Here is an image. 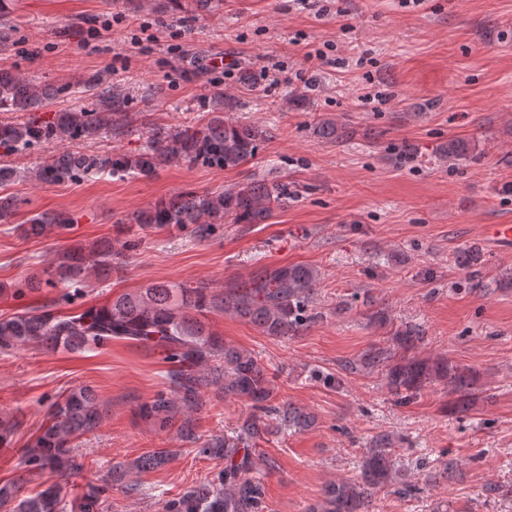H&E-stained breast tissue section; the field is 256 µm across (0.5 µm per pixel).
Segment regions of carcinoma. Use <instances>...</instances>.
Segmentation results:
<instances>
[{
	"label": "carcinoma",
	"instance_id": "cac0c4a2",
	"mask_svg": "<svg viewBox=\"0 0 512 512\" xmlns=\"http://www.w3.org/2000/svg\"><path fill=\"white\" fill-rule=\"evenodd\" d=\"M80 85L97 96L93 107H73L43 118L32 116L22 122L0 121V152L20 154L42 140L66 137L87 140L104 130L122 133L127 124L128 101L112 91L100 76ZM66 90L64 86L37 84L0 69V112H36L47 108ZM314 134L337 146L346 145L356 130L331 119L319 121ZM273 138L267 127L224 120L214 112L207 123L172 129L152 124L150 147L131 155L103 157L64 151L50 157L37 172L49 183L72 181L84 174L107 171L112 175H153L162 163L188 162L204 167L233 170L253 158L260 146ZM471 154L468 140L453 138L441 146L440 156L452 161ZM296 191L280 181L252 178L221 192L185 191L168 201H159L127 218L141 228L164 229L195 225L196 238L211 235L217 224H269L275 211L288 206ZM24 201L0 195V222L14 225L25 238L46 236L53 227L74 223L64 212H43L22 217ZM126 254L112 249L106 239L78 244L55 255L48 267L32 273L25 288L34 292L58 283L86 287L125 263ZM457 265L474 273L485 262L482 250L472 245L456 254ZM319 279L318 270L305 263L267 269L243 284L215 291L205 285L158 282L124 292L100 307L81 313L58 314L17 312L0 317V351L18 347H59L86 352L114 340L159 349L168 364L166 382L150 400L137 405L136 414L160 432L175 431L188 444L198 445L206 457H222L224 470L216 478L189 487L180 497L162 505V512H267L266 491L257 476L256 463L244 448L248 439L269 433L267 416L278 418L298 430L315 424L314 415L292 404L270 405L273 384L265 368L250 353L224 342L206 317L224 313L241 318L263 334L286 339L298 335L309 323L308 307ZM422 339L414 327L395 331L394 340L405 350ZM350 369L382 370L390 392L401 402L415 399L428 384L449 388L454 400L451 412L463 414L470 408L475 372L453 365L445 358L415 356L392 361L386 347L373 346ZM217 398L244 400L252 413L239 433L222 440L200 441L192 414L202 405L203 389ZM107 402L88 385L71 389L48 406V423L21 449L20 474L0 484V512H100L106 493L119 488L127 494L139 492L129 475L150 472L170 462L171 450L157 448L129 462L112 465V475L102 483L89 482L70 500L50 485L38 493L19 497L20 485L36 474L73 473L80 469L71 448L81 435L94 430L107 415ZM408 468L399 460L393 439L376 435L366 449L360 477L327 486L310 512H370L378 491L394 486L404 496L419 488L407 478Z\"/></svg>",
	"mask_w": 512,
	"mask_h": 512
}]
</instances>
